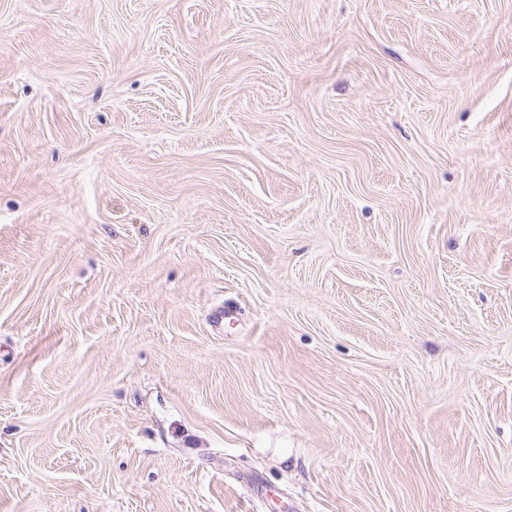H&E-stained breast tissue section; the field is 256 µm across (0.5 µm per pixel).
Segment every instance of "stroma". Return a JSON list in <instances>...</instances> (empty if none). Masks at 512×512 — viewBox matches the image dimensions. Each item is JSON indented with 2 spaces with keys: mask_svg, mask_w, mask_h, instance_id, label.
I'll use <instances>...</instances> for the list:
<instances>
[{
  "mask_svg": "<svg viewBox=\"0 0 512 512\" xmlns=\"http://www.w3.org/2000/svg\"><path fill=\"white\" fill-rule=\"evenodd\" d=\"M283 506L512 512V0H0V512Z\"/></svg>",
  "mask_w": 512,
  "mask_h": 512,
  "instance_id": "obj_1",
  "label": "stroma"
}]
</instances>
